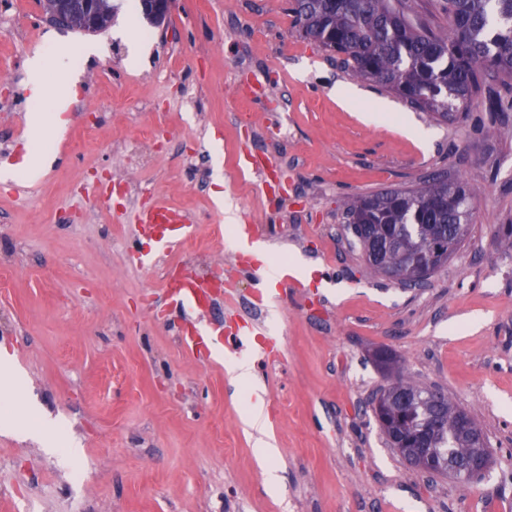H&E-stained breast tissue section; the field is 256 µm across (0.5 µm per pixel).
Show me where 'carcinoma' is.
<instances>
[{
    "instance_id": "carcinoma-1",
    "label": "carcinoma",
    "mask_w": 512,
    "mask_h": 512,
    "mask_svg": "<svg viewBox=\"0 0 512 512\" xmlns=\"http://www.w3.org/2000/svg\"><path fill=\"white\" fill-rule=\"evenodd\" d=\"M449 27L433 28L406 0H294L300 36L336 55L341 67L386 89L410 108L450 121L479 93L488 78L512 80V0H440ZM474 188L434 173L417 188H390L362 194L345 211V229L368 252L370 240L389 238L387 260L412 254L429 260L439 247L456 251L470 231ZM418 393L409 412H400L392 394L380 390L373 407L379 426L414 436L437 419L441 427L426 440L439 457L461 469L475 467L471 448L483 433L455 426L459 406L435 407L429 387L413 381Z\"/></svg>"
}]
</instances>
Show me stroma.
<instances>
[{"mask_svg":"<svg viewBox=\"0 0 512 512\" xmlns=\"http://www.w3.org/2000/svg\"><path fill=\"white\" fill-rule=\"evenodd\" d=\"M110 29L51 23L39 0H0V347L15 356L23 395L68 426L71 453L0 430V512H512V85L487 80L462 122H439L360 82L354 108L337 104L352 76L301 38L289 0H177L150 25L138 0H115ZM148 32L128 61L114 28ZM101 53L83 56L92 44ZM64 56L44 75L54 96L70 72L74 101L52 138L53 159L20 177L31 106L28 63ZM377 99L384 119L361 115ZM413 123L428 143L404 135ZM269 160L241 167L242 148ZM241 223L255 225L274 267H305L297 287L260 310L248 304L259 261L239 257L213 200L215 166ZM442 172L477 188L470 234L424 288L375 274L344 232L347 204ZM141 175L147 190H118ZM164 201L199 221L153 270L132 246L152 239L127 205ZM183 269L228 279L209 308L178 312L164 275ZM265 387L269 440L258 457L243 420L248 395L226 362L180 344L183 322L236 331ZM387 348L402 376L440 387L489 439L484 479L461 483L413 471L390 448L369 402L388 376L371 359ZM275 467L278 490L266 484Z\"/></svg>","mask_w":512,"mask_h":512,"instance_id":"1","label":"stroma"}]
</instances>
